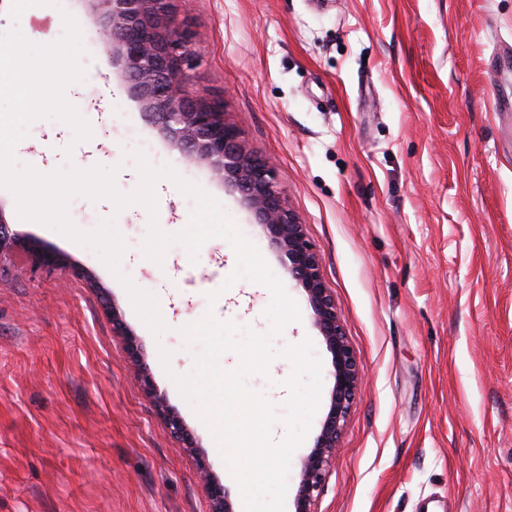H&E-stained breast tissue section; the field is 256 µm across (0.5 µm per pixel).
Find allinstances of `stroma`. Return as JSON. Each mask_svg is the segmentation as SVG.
<instances>
[{
	"label": "stroma",
	"instance_id": "1",
	"mask_svg": "<svg viewBox=\"0 0 512 512\" xmlns=\"http://www.w3.org/2000/svg\"><path fill=\"white\" fill-rule=\"evenodd\" d=\"M0 0V36L12 27L38 44L79 22L87 69L68 100L91 123L73 143L57 120H38L19 162L49 173L66 160L119 165L132 192L130 153L171 165L219 203L281 279L300 317L271 344L312 341L322 391L291 456L285 512H294L301 459L327 412L331 356L303 289L232 187L174 146L148 120L124 63L103 44L92 0L27 9L12 22ZM194 56L185 89L224 104L243 148L270 169L321 260L323 277L363 380L318 512H512V0H174ZM72 155H65V147ZM159 227L186 228L195 205L157 184ZM0 214L20 238L89 270L90 280L31 270L24 248L0 259V512H209L195 462L143 390L104 299L118 304L153 382L205 450L241 512L240 489L174 375L194 369L181 327L212 315L267 332L269 290L237 275L232 242L213 238L197 260L171 245L162 263L140 246L148 212H115L75 197L84 230L115 218L127 243L121 270L153 294L168 326L154 336L120 282L91 250L21 219L0 189ZM217 293L208 301V293ZM171 351L163 369L158 350ZM292 364L272 360L245 384L279 417L282 442Z\"/></svg>",
	"mask_w": 512,
	"mask_h": 512
}]
</instances>
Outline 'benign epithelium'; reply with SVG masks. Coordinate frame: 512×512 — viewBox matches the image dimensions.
<instances>
[{
	"instance_id": "obj_1",
	"label": "benign epithelium",
	"mask_w": 512,
	"mask_h": 512,
	"mask_svg": "<svg viewBox=\"0 0 512 512\" xmlns=\"http://www.w3.org/2000/svg\"><path fill=\"white\" fill-rule=\"evenodd\" d=\"M109 26L105 48L124 62L126 78L148 116L182 151L207 164L224 183L237 189L255 220L280 252L285 272L302 287L314 327L331 355L333 387L328 410L313 448L301 460L295 512H316L315 505L338 448L341 431L361 384L362 371L344 333L336 302L322 276L321 261L303 227L287 208L281 190L266 166L247 154L238 130L224 122L223 107L194 101L185 92L184 66L192 58L190 35L171 26L173 0H95ZM34 272L65 265L57 253L34 246ZM113 328L124 337L129 358L136 363L144 386L153 395L171 434L194 458L204 482L210 512H234L229 492L211 472L205 452L182 418L162 395L144 363L134 333L117 305L108 306Z\"/></svg>"
}]
</instances>
